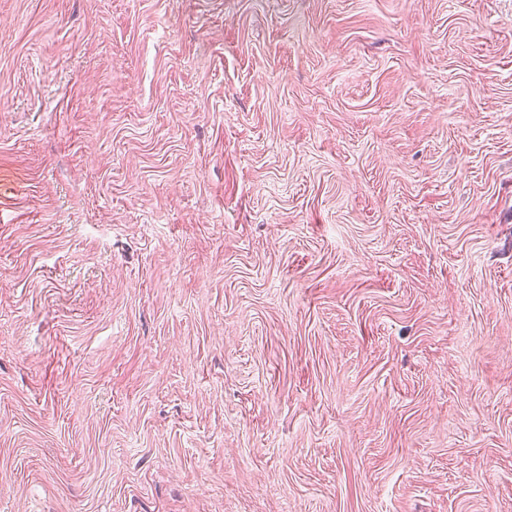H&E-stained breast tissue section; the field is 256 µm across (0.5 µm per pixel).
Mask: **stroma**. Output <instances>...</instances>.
Listing matches in <instances>:
<instances>
[{
	"label": "stroma",
	"mask_w": 512,
	"mask_h": 512,
	"mask_svg": "<svg viewBox=\"0 0 512 512\" xmlns=\"http://www.w3.org/2000/svg\"><path fill=\"white\" fill-rule=\"evenodd\" d=\"M0 512H512V0H0Z\"/></svg>",
	"instance_id": "1"
}]
</instances>
